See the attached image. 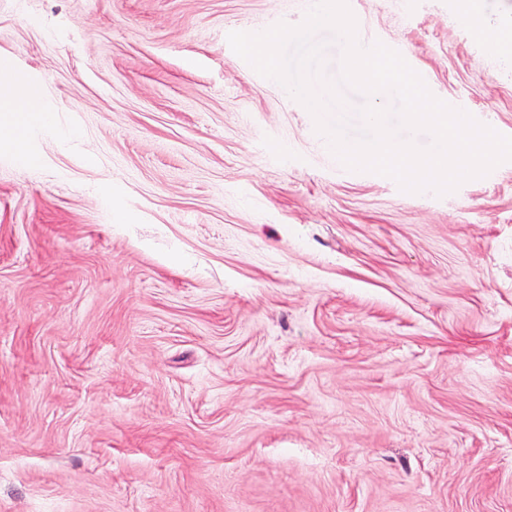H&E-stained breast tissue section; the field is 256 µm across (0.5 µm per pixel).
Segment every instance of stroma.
Returning a JSON list of instances; mask_svg holds the SVG:
<instances>
[{"mask_svg":"<svg viewBox=\"0 0 512 512\" xmlns=\"http://www.w3.org/2000/svg\"><path fill=\"white\" fill-rule=\"evenodd\" d=\"M348 3L512 136V0ZM305 15L0 0V512H512V162L346 170L227 41ZM17 112H25L26 121L38 119L44 125H49L50 115L45 113L41 105L40 92L28 84H24L22 94L15 104Z\"/></svg>","mask_w":512,"mask_h":512,"instance_id":"obj_1","label":"stroma"}]
</instances>
